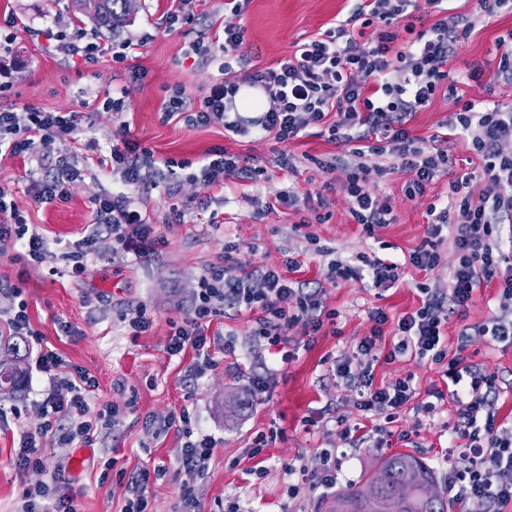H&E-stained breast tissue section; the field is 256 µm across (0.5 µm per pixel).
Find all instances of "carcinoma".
Segmentation results:
<instances>
[{
	"mask_svg": "<svg viewBox=\"0 0 512 512\" xmlns=\"http://www.w3.org/2000/svg\"><path fill=\"white\" fill-rule=\"evenodd\" d=\"M126 0H102L92 14L96 26L112 30L128 21ZM9 354L0 357V395L17 394L26 373L17 344L4 339ZM328 512H448V493L433 472L412 455L394 454L374 465L360 484L336 494Z\"/></svg>",
	"mask_w": 512,
	"mask_h": 512,
	"instance_id": "carcinoma-1",
	"label": "carcinoma"
}]
</instances>
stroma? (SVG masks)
Masks as SVG:
<instances>
[{"label": "stroma", "mask_w": 512, "mask_h": 512, "mask_svg": "<svg viewBox=\"0 0 512 512\" xmlns=\"http://www.w3.org/2000/svg\"><path fill=\"white\" fill-rule=\"evenodd\" d=\"M170 5L171 0H135L128 22L108 33L75 13L72 0H0V38L9 40L8 51L0 52V108L82 116L71 136L37 146L34 155L46 167L59 155L73 156L82 178L66 200L37 203L28 165L0 156V183L9 186L13 202L50 250L42 263L21 257L14 248L0 252V284L21 289L36 333L26 346L23 390L0 398V407L20 412L19 418L0 425V512H19L24 488L41 479L37 472L20 473L13 457L21 431L38 430L45 419L42 401L52 380L36 366L44 347L96 379L92 409L107 404L118 409L92 445L66 444L50 432L37 439L39 455L63 470L79 512H121L126 488L118 470L154 466L163 467L165 474L149 486L148 512H181L179 493L186 482L195 487L200 512H225L232 501L242 512H324L334 491L359 484L377 460L394 453L420 458L437 482L447 485L452 467L448 427L457 405L447 396L433 413L422 410L431 391L444 389L446 365L412 353L389 360L385 353L398 341L399 319L420 305L418 284L448 286L451 245L442 246V262L433 272L406 263L425 237L429 206L446 202L448 176L435 178L423 196L410 199L404 193L409 173L393 170L379 192L391 197L394 221L370 237L349 214L341 190L345 171L329 173L320 166L321 161L349 156L351 145L330 141L311 127L284 148L269 137L230 139L218 123L194 126L182 115L165 119L163 106L169 98L204 96L220 78L224 60V0H185L180 22L171 28L163 19ZM353 5L354 0H241L234 19L244 35L236 78L276 66L298 44L349 16ZM76 28L99 40L136 42L137 49L121 63L70 55L53 34ZM511 32L512 7L497 9L476 25L449 59L447 80L409 121L413 135L426 138L440 132L466 101L512 104V81L494 75L496 42ZM193 43L200 44L201 52L186 58ZM475 69L483 70L481 79H470ZM108 97L123 100L122 112L103 109ZM127 134L156 159L147 181L129 188L111 168L93 163ZM215 148L249 157L259 175L226 180L220 190L204 188L193 175L206 152ZM289 191L297 195V206L267 210L268 202ZM122 192L166 239L151 258L113 256L108 238L100 239L92 252L83 246L92 231L96 201ZM229 245L238 246L237 258L248 268L304 254L306 265L298 278L318 292L325 318L316 331L300 325L288 330L287 347L295 356L284 364L276 347L256 335V312L225 310L207 330L216 366L193 379L187 374L193 352L171 356L164 345L182 324L199 279L210 266L221 264ZM371 252L405 261L393 288L380 292L370 281L341 283L329 275L330 255L352 259ZM77 262L84 266L78 276L72 272ZM497 295V284L476 288L466 310L444 325V344L456 351L460 332L471 333L467 360L497 378L496 418L507 422L512 420V345L476 333L497 309ZM140 303L153 323L137 336L122 308ZM378 308L387 321L380 326L383 356L375 364L374 383L388 385L408 377L415 395L398 421L353 447L344 431L364 417L331 366L336 356L370 334L375 326L370 314ZM257 377L263 378L265 390H255ZM183 411L194 431L217 443L207 469L198 475L184 472L179 463L181 431L173 428L155 437L144 428L146 419ZM274 428L280 432L275 439L269 436ZM325 449L336 452L335 489L302 484L298 466L320 471ZM79 453L84 459L77 468L73 459ZM110 460L115 463L111 470L106 467Z\"/></svg>", "instance_id": "obj_1"}]
</instances>
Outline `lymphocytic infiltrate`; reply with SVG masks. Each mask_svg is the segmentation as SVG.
<instances>
[{
	"label": "lymphocytic infiltrate",
	"instance_id": "1",
	"mask_svg": "<svg viewBox=\"0 0 512 512\" xmlns=\"http://www.w3.org/2000/svg\"><path fill=\"white\" fill-rule=\"evenodd\" d=\"M230 20L224 23V63L221 80L214 82L199 101L176 95L169 99L165 112L175 116L190 112L193 124L224 125L232 137L249 136L259 130L277 142L288 143L310 126L324 127L329 140L339 143H369V150H356L344 166L347 179L342 186L350 202V214L367 235L392 221L389 199L370 189L372 178H384L386 167L368 164L366 155L398 158L411 174L405 186L408 198L424 195L427 186L442 174L452 177V194L443 208L429 206L430 221L426 237L409 255L418 270L431 272L441 263V246L451 242L455 261L449 269L448 291H427L422 306L398 322L400 339L395 353L413 352L431 355L434 361L446 362L444 372L458 399L456 418L450 428V449L459 453V461L448 476L449 485L458 489L460 501H479L489 512H504L512 505V426L498 422L494 411L499 394L494 376L468 363L464 351L467 336H460L454 356L442 347L443 326L451 314L465 310L475 288L481 283L497 282L500 288V311L491 315L478 329L479 335L512 344V256L501 248L502 229L512 224V106H482L469 101L449 123L450 131L426 141L412 136L409 120L425 106L446 78L445 67L471 32L473 21L443 15L427 30L399 51H391L396 33L393 22L409 18L415 0H359L355 10L336 29L313 38L286 57L276 67L254 73L249 82L261 87L270 106L262 115L245 119L229 116L239 82L231 78L233 62L239 59L244 36L233 16L240 11L239 0H226ZM379 25L376 40L359 43L352 28ZM74 112H23L0 110V153L23 156L36 144L70 136L78 125ZM465 141L481 165L485 179L480 196L467 192L465 177H453L455 161L452 148ZM110 161L125 184L143 182L155 165L152 153L132 139L110 147ZM258 173L248 158L214 149L207 153L201 168V180L207 188L223 186L225 179H254ZM81 171L69 156H58L52 169L32 171L34 199L51 203L65 198L71 183ZM8 186L0 184V248L23 244L27 257L37 263L47 255V244L38 233L29 232L23 211L8 203ZM96 229L112 238L113 253L145 258L158 252L165 238L156 225L147 222L132 209L124 194L101 199L95 215ZM302 264L297 257L285 259L281 266L244 269L238 262L210 267L198 282L196 294L186 312L183 325L172 332L165 345L169 355L194 350L195 361L189 367L193 376L204 374L214 360L206 344L205 327L225 308L258 312V333L271 345H279L288 329L303 325L319 329L316 312L320 304L314 292L294 280ZM329 269L336 279L358 281L370 279L375 288H386L400 279L398 261L358 255L356 261L333 260ZM377 327L363 337L350 354L334 364L339 378L354 390V404L366 413L382 415L386 423L398 420L413 391L407 381L389 386H375L373 365L378 360L377 342L380 324L387 316L383 310L371 313ZM37 366L52 374L54 388L43 401L53 413L69 418L70 427L60 433L61 441L82 440L93 444L96 434L106 429L115 408L91 410L89 400L97 385L89 377L79 382L60 376L63 359L52 349L40 351ZM15 467L47 471L51 480L27 488L21 512H77L75 498L60 472L50 471L38 454L36 437L22 432L15 452Z\"/></svg>",
	"mask_w": 512,
	"mask_h": 512
}]
</instances>
